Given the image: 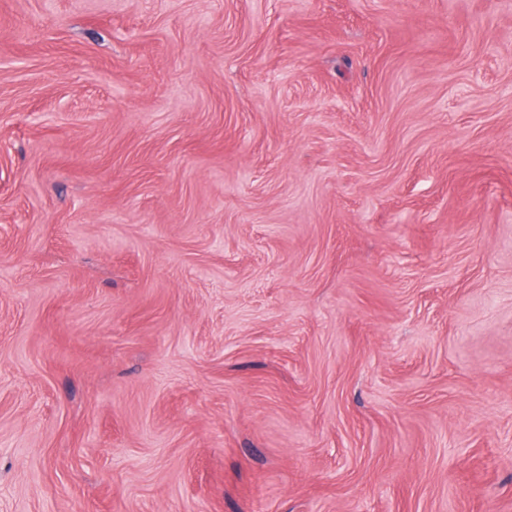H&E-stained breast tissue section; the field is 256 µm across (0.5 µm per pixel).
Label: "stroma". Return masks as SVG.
I'll return each instance as SVG.
<instances>
[{
  "instance_id": "obj_1",
  "label": "stroma",
  "mask_w": 512,
  "mask_h": 512,
  "mask_svg": "<svg viewBox=\"0 0 512 512\" xmlns=\"http://www.w3.org/2000/svg\"><path fill=\"white\" fill-rule=\"evenodd\" d=\"M0 512H512V0H0Z\"/></svg>"
}]
</instances>
